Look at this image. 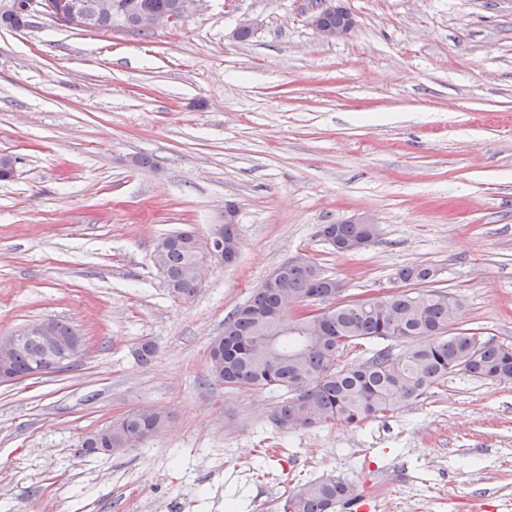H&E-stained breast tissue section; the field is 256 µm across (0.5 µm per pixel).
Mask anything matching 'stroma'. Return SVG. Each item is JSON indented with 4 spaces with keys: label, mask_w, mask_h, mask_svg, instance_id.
<instances>
[{
    "label": "stroma",
    "mask_w": 512,
    "mask_h": 512,
    "mask_svg": "<svg viewBox=\"0 0 512 512\" xmlns=\"http://www.w3.org/2000/svg\"><path fill=\"white\" fill-rule=\"evenodd\" d=\"M316 3L208 0L150 36L37 11L0 26V336L53 318L87 340L65 370L0 384V512H273L328 478L356 512H380L379 489L402 512H512V382L452 374L364 426L280 433V394L206 381L225 317L300 253L348 300L434 266L457 327L512 345V0H345L356 26L330 43ZM229 201L237 262L172 298L156 241L208 234ZM362 212L379 237L336 253L322 225ZM141 406L169 411L163 432L78 454Z\"/></svg>",
    "instance_id": "stroma-1"
}]
</instances>
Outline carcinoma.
Segmentation results:
<instances>
[{
    "label": "carcinoma",
    "instance_id": "obj_1",
    "mask_svg": "<svg viewBox=\"0 0 512 512\" xmlns=\"http://www.w3.org/2000/svg\"><path fill=\"white\" fill-rule=\"evenodd\" d=\"M351 16L342 6L323 14L322 24L336 28ZM322 236L336 246L368 236L365 224H325ZM202 238L189 230L160 238L154 246L162 263L161 277L170 295L189 300L197 292L184 278L197 260ZM438 270L426 264L397 269L394 280L409 289L387 293L381 302L366 306L349 301L333 307L316 324L286 322L281 308L288 293L297 299L315 297L336 301V279L315 263L282 265L256 288L250 298L224 318V333L209 344L208 380L227 389L280 391L284 398L270 413L280 430L309 429L336 423L360 426L417 401L432 385L462 373L471 378L512 381V346L497 343L477 329L451 332L461 309L455 295L431 289ZM76 330L54 321L49 344L27 339L12 363L13 374L24 378L39 362H49L70 346ZM264 336L277 337L278 353L264 355ZM393 340L397 351L385 346L357 364L337 359L357 340ZM169 413L149 414L132 409L105 428L83 436L79 452L94 448H123L130 441L148 439L166 427ZM357 498L355 488L336 480L311 481L286 496L279 512H336Z\"/></svg>",
    "mask_w": 512,
    "mask_h": 512
}]
</instances>
